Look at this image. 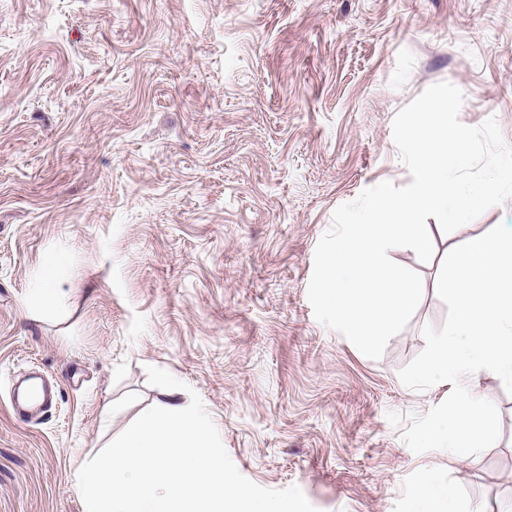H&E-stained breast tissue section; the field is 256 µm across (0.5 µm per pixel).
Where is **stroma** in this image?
I'll use <instances>...</instances> for the list:
<instances>
[{
    "label": "stroma",
    "instance_id": "35a3bbf8",
    "mask_svg": "<svg viewBox=\"0 0 512 512\" xmlns=\"http://www.w3.org/2000/svg\"><path fill=\"white\" fill-rule=\"evenodd\" d=\"M441 81L512 145V0H0V512H86L79 469L161 399L149 365L318 512H414L428 468L458 512H512L500 378L472 380L501 434L464 461L387 419L451 392L398 377L444 322L441 257L391 251L427 286L378 360L307 296L334 210L410 183L393 118ZM35 376L59 393L29 419L10 396ZM54 266V261H50L45 265L41 277V282L43 285L39 288H36L35 293L32 295V301L46 310L54 309L59 302V294L57 288L52 287V283L56 277Z\"/></svg>",
    "mask_w": 512,
    "mask_h": 512
}]
</instances>
